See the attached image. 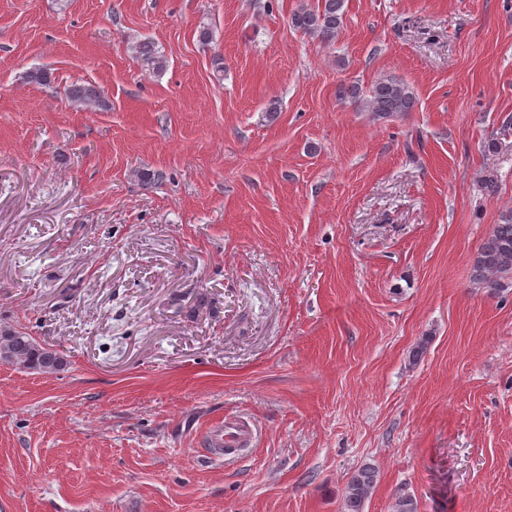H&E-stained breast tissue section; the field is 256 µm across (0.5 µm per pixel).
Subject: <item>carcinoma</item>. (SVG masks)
<instances>
[{
	"label": "carcinoma",
	"mask_w": 512,
	"mask_h": 512,
	"mask_svg": "<svg viewBox=\"0 0 512 512\" xmlns=\"http://www.w3.org/2000/svg\"><path fill=\"white\" fill-rule=\"evenodd\" d=\"M344 3L345 0L302 3L290 14L288 24L311 38L331 41L343 26ZM135 52L152 70L163 69L164 59L153 42H137ZM336 95L343 101L362 104L377 119L410 112L415 106L410 87L391 77L376 82L365 98L355 86L342 85ZM65 96L75 106L101 108L106 105L103 90L92 83H72L65 88ZM471 280L492 294L512 288V212L505 216L503 223L494 225L490 235L478 247L472 260ZM0 363L40 374H56L66 367L64 357L49 345L9 326L0 327ZM377 482L375 467L367 465L356 470L344 489V512H363L365 501L372 495Z\"/></svg>",
	"instance_id": "cac0c4a2"
}]
</instances>
